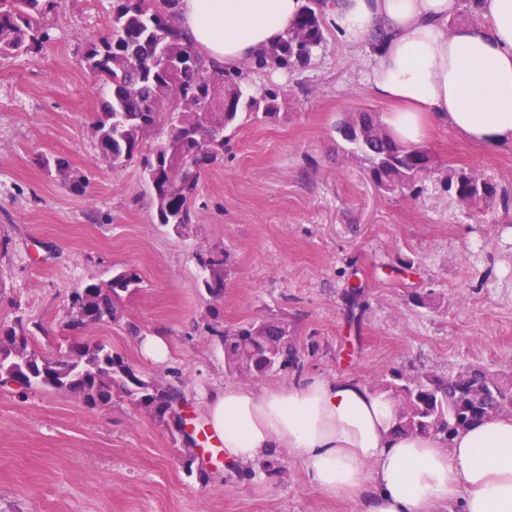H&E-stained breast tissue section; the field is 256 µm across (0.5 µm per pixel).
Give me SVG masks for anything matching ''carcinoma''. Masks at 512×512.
Instances as JSON below:
<instances>
[{
	"instance_id": "1",
	"label": "carcinoma",
	"mask_w": 512,
	"mask_h": 512,
	"mask_svg": "<svg viewBox=\"0 0 512 512\" xmlns=\"http://www.w3.org/2000/svg\"><path fill=\"white\" fill-rule=\"evenodd\" d=\"M111 34L88 46L83 63L102 82L101 112L92 122L98 148L112 164L142 153L145 137L160 123L166 137L144 158V178L150 189L157 223L177 233L194 223L193 203L198 181L187 179L186 167L204 171L224 154L226 132L240 116L274 117L281 92L246 87L241 70L216 66L202 57L176 27L179 0H115ZM55 0H0V53L20 54L38 49L47 38L44 19ZM325 43L321 9L306 0L292 32L264 50L253 65L263 69L308 62ZM166 50L174 67H161L155 59ZM234 91L231 105L211 115L200 103L224 91ZM351 153L364 160L381 188L413 187L435 168L428 148L396 139L379 115L352 112L336 126ZM50 176L80 193L86 180L63 158H44ZM448 190L467 206L489 204L499 192L497 183L465 169L448 173ZM201 283L213 297L224 292V258L198 254ZM141 277L123 268L106 281L90 280L75 289L68 303L67 326L72 336L63 348L45 356L31 346L42 330L40 323L16 317L0 324V371L14 373L23 388L40 387L78 396L91 407L112 405L119 392L136 407L164 424L177 423L175 404L181 393L168 384L141 378L133 367L104 343L85 342L82 333L92 325L117 321L122 298L137 288ZM228 363L256 377L286 370L296 361V345L288 327L275 320L247 322L219 335ZM386 386L399 404L397 428L431 433L451 444L455 434L505 409L512 410V388L490 389L487 374L478 367L443 377L426 373L416 378L394 376Z\"/></svg>"
}]
</instances>
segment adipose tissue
I'll list each match as a JSON object with an SVG mask.
<instances>
[{
    "label": "adipose tissue",
    "mask_w": 512,
    "mask_h": 512,
    "mask_svg": "<svg viewBox=\"0 0 512 512\" xmlns=\"http://www.w3.org/2000/svg\"><path fill=\"white\" fill-rule=\"evenodd\" d=\"M301 0H182L178 26L214 62L234 69L285 37ZM482 25L457 22L461 0H328L343 44L375 31L368 84L391 103L392 134L421 141L446 126L484 147L512 144V0H477ZM207 425L224 455L249 469L280 451L313 486L363 512H512V415L460 431L451 446L395 431L397 406L354 378L311 377L264 391L206 394Z\"/></svg>",
    "instance_id": "obj_1"
}]
</instances>
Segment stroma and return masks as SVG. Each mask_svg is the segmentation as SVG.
Instances as JSON below:
<instances>
[{
	"instance_id": "stroma-1",
	"label": "stroma",
	"mask_w": 512,
	"mask_h": 512,
	"mask_svg": "<svg viewBox=\"0 0 512 512\" xmlns=\"http://www.w3.org/2000/svg\"><path fill=\"white\" fill-rule=\"evenodd\" d=\"M113 5L57 0L39 51L0 55V323L41 322L34 347L53 352L69 335L71 292L136 269L141 286L118 321L84 336L180 390L197 427L204 392L227 384L350 376L377 390L395 370L472 366L512 383L511 144L479 147L435 128L425 144L438 171L410 192L378 189L336 126L391 106L369 90L370 44L347 47L329 30L305 65H245L250 85L283 91L280 113L241 118L223 161L200 177L194 224L176 234L154 221L140 161H106L91 133L102 93L82 55L108 35ZM43 154L68 160L85 191L49 179ZM454 168L508 197L459 204L446 188ZM200 251L227 259L220 299L200 285ZM263 319L287 324L298 368L258 378L228 365L217 332ZM158 332L170 357L152 366L138 339ZM186 438L119 394L91 408L63 391L0 386V512H360L316 489L287 453L247 472L185 454Z\"/></svg>"
}]
</instances>
